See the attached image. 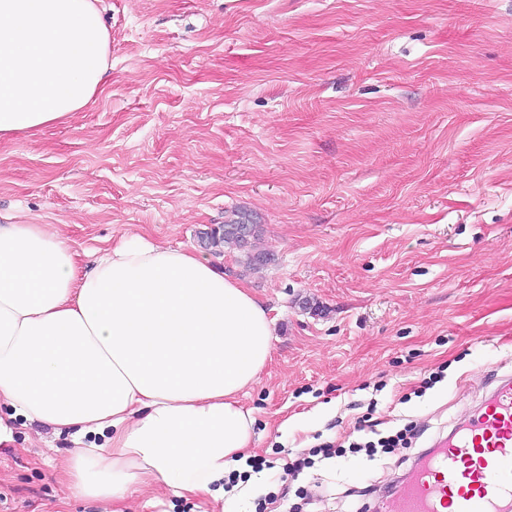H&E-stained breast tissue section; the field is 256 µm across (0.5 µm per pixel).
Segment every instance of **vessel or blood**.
Segmentation results:
<instances>
[{
	"label": "vessel or blood",
	"mask_w": 512,
	"mask_h": 512,
	"mask_svg": "<svg viewBox=\"0 0 512 512\" xmlns=\"http://www.w3.org/2000/svg\"><path fill=\"white\" fill-rule=\"evenodd\" d=\"M386 512H512V382L414 469Z\"/></svg>",
	"instance_id": "b4317fda"
}]
</instances>
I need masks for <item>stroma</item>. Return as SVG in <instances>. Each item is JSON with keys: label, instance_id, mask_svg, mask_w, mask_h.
Listing matches in <instances>:
<instances>
[{"label": "stroma", "instance_id": "1", "mask_svg": "<svg viewBox=\"0 0 512 512\" xmlns=\"http://www.w3.org/2000/svg\"><path fill=\"white\" fill-rule=\"evenodd\" d=\"M105 82L70 123L0 140V223L77 249L201 250L265 304L272 358L242 395L269 461L237 512H374L391 482L512 375V0H98ZM412 444L287 461L405 421ZM66 436L0 447V512L74 497ZM126 512H193L154 487ZM235 224H239L235 228L236 234L240 238L248 240L253 232V217L247 211L237 209L225 217L224 224H220L217 228L212 229L210 233L203 232L206 235L204 238L205 246L214 249L215 253L216 251L221 252L219 248H224L225 246L236 248L247 247L250 240L247 243H244L233 232L228 230ZM254 228H256L255 224Z\"/></svg>", "mask_w": 512, "mask_h": 512}]
</instances>
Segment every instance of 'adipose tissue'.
<instances>
[{"mask_svg": "<svg viewBox=\"0 0 512 512\" xmlns=\"http://www.w3.org/2000/svg\"><path fill=\"white\" fill-rule=\"evenodd\" d=\"M97 0H0V139L66 123L109 69ZM0 223V444L15 422L67 432L76 496L133 485L224 498L256 417L239 397L272 355V320L209 256L137 236L85 251Z\"/></svg>", "mask_w": 512, "mask_h": 512, "instance_id": "ef3b65f1", "label": "adipose tissue"}]
</instances>
